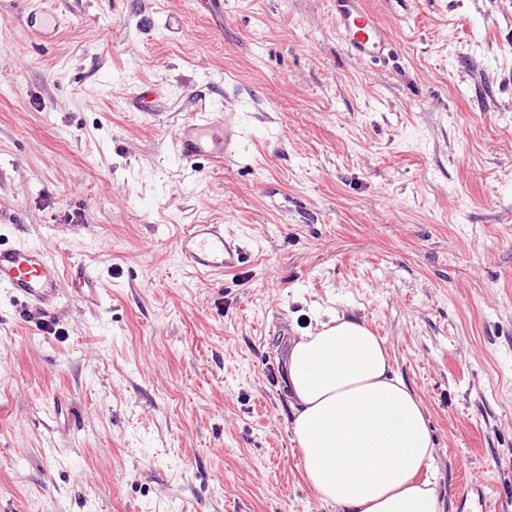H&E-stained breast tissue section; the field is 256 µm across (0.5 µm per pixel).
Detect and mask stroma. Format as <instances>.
<instances>
[{
	"mask_svg": "<svg viewBox=\"0 0 512 512\" xmlns=\"http://www.w3.org/2000/svg\"><path fill=\"white\" fill-rule=\"evenodd\" d=\"M0 0V238L96 268L102 304L0 289V512H337L293 440L284 360L365 319L422 400L446 512H512V0H368L386 64L333 0ZM155 99L142 111L141 91ZM235 116V160L173 134ZM80 222H73V215ZM192 224L244 240L198 279ZM20 4L22 16L33 44L40 45L51 34H58L60 25L53 9L38 6L27 0H22ZM336 26L347 50L361 61H377L389 55L390 37L379 14L365 0H334ZM198 114L175 134L173 143L180 163L193 168L199 159L213 158L224 161V157L234 156L239 150L238 139L229 134L215 145L212 134L215 129L229 124L228 114L206 112Z\"/></svg>",
	"mask_w": 512,
	"mask_h": 512,
	"instance_id": "stroma-1",
	"label": "stroma"
}]
</instances>
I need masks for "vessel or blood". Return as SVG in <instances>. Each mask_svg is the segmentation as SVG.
I'll return each mask as SVG.
<instances>
[{"label": "vessel or blood", "instance_id": "b4317fda", "mask_svg": "<svg viewBox=\"0 0 512 512\" xmlns=\"http://www.w3.org/2000/svg\"><path fill=\"white\" fill-rule=\"evenodd\" d=\"M336 26L342 43L359 60L377 61L389 55L392 39L379 14L365 0H334ZM22 16L33 44H41L57 33L54 10L22 0ZM227 123L223 113H201L184 124L174 137L180 163L194 167L204 158L224 159L239 150L236 137L215 141L213 132ZM184 267L213 276L237 270L245 257L239 238L226 236L220 224H194L178 244ZM70 283L77 298L88 307L102 302L100 277L96 269L78 261L61 264L47 247L22 240H0V289L20 305L38 313H50L57 306L63 283Z\"/></svg>", "mask_w": 512, "mask_h": 512}]
</instances>
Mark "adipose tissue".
<instances>
[{
	"label": "adipose tissue",
	"mask_w": 512,
	"mask_h": 512,
	"mask_svg": "<svg viewBox=\"0 0 512 512\" xmlns=\"http://www.w3.org/2000/svg\"><path fill=\"white\" fill-rule=\"evenodd\" d=\"M292 432L306 477L341 512H445L420 479L434 443L425 409L365 319L341 316L296 339L287 356Z\"/></svg>",
	"instance_id": "adipose-tissue-1"
}]
</instances>
